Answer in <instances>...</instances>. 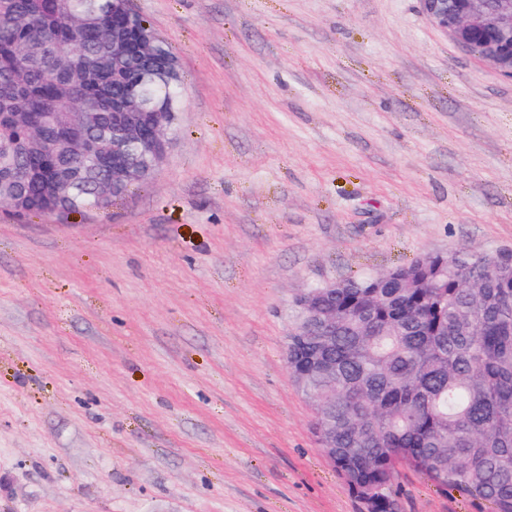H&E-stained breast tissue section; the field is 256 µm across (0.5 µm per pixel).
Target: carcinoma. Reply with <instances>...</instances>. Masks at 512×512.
Here are the masks:
<instances>
[{"mask_svg":"<svg viewBox=\"0 0 512 512\" xmlns=\"http://www.w3.org/2000/svg\"><path fill=\"white\" fill-rule=\"evenodd\" d=\"M113 0H0V136L30 146L19 163L40 168L4 191L17 216L107 208L101 197L111 169H82L67 191L48 189L51 142L69 137V113H99L86 130L100 137L112 123L114 25L137 38L141 17L112 13ZM136 97L177 112L180 84L136 81ZM367 274L321 293L336 307L331 358L336 377L311 386L317 424L336 427V469L355 497L380 490L373 512H395L399 468L423 472L435 485L462 492L494 512H512V250L462 249L448 273L395 280L373 288ZM308 336H288L292 379L304 371Z\"/></svg>","mask_w":512,"mask_h":512,"instance_id":"obj_1","label":"carcinoma"}]
</instances>
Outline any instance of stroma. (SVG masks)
I'll use <instances>...</instances> for the list:
<instances>
[{
  "mask_svg": "<svg viewBox=\"0 0 512 512\" xmlns=\"http://www.w3.org/2000/svg\"><path fill=\"white\" fill-rule=\"evenodd\" d=\"M130 7L185 86L164 163L103 212L0 209V512H362L288 374L295 298L512 249V81L420 0Z\"/></svg>",
  "mask_w": 512,
  "mask_h": 512,
  "instance_id": "obj_1",
  "label": "stroma"
}]
</instances>
